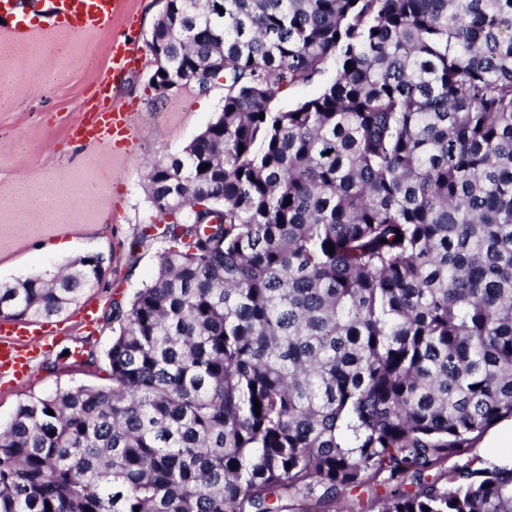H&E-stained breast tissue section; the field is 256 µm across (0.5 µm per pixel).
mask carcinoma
Masks as SVG:
<instances>
[{
    "label": "carcinoma",
    "instance_id": "carcinoma-1",
    "mask_svg": "<svg viewBox=\"0 0 512 512\" xmlns=\"http://www.w3.org/2000/svg\"><path fill=\"white\" fill-rule=\"evenodd\" d=\"M167 7L171 76L224 104L151 165L131 260L161 251L112 300L111 384L0 427V512H512V468L472 455L512 417V0ZM102 267L0 282V317ZM334 77L335 70L330 68L319 80L311 84L288 88V90L280 94L273 103L276 107L279 108H287L292 106L302 99L315 95L324 83L333 80Z\"/></svg>",
    "mask_w": 512,
    "mask_h": 512
}]
</instances>
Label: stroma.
<instances>
[{
    "instance_id": "stroma-1",
    "label": "stroma",
    "mask_w": 512,
    "mask_h": 512,
    "mask_svg": "<svg viewBox=\"0 0 512 512\" xmlns=\"http://www.w3.org/2000/svg\"><path fill=\"white\" fill-rule=\"evenodd\" d=\"M162 9L163 0H124L121 17L98 31L38 35L25 43L0 34V281L60 270L76 256L101 257L104 268L101 285L60 316L54 351L34 363L24 383L0 385V425L30 399L108 385L112 300L132 296L157 264L152 246L140 249L138 262L130 260L131 243L157 220L147 194L149 166L181 152L222 109L220 81L205 94L180 87L159 98L150 88L154 64L146 40ZM126 32L139 49L137 61L108 99L135 103L133 142L117 149L91 145L72 127L110 78L112 42ZM65 240L74 243L73 255L55 251ZM91 302L99 322L89 333L77 314ZM76 349L94 351L96 363L70 358Z\"/></svg>"
}]
</instances>
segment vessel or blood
<instances>
[{
    "label": "vessel or blood",
    "instance_id": "b4317fda",
    "mask_svg": "<svg viewBox=\"0 0 512 512\" xmlns=\"http://www.w3.org/2000/svg\"><path fill=\"white\" fill-rule=\"evenodd\" d=\"M121 0H57L45 21L27 22L18 10L17 0H0V33L17 41H24L37 33L62 29L74 33L90 32L110 24L120 12ZM137 49L129 38L121 37L112 43V83L122 85ZM131 114L125 107L116 105L112 110L98 109L86 113L75 126L74 133L91 144H111L130 139ZM55 343L53 336L43 331L40 324H19L0 321V378L20 380L26 377L33 361Z\"/></svg>",
    "mask_w": 512,
    "mask_h": 512
}]
</instances>
